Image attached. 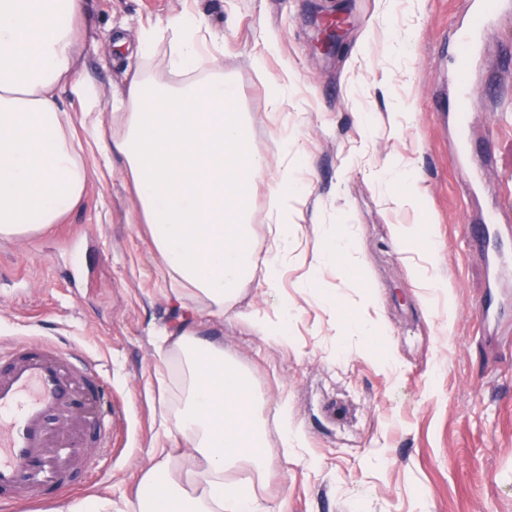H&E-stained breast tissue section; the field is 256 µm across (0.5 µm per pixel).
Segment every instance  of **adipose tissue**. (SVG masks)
Segmentation results:
<instances>
[{
    "label": "adipose tissue",
    "instance_id": "ef3b65f1",
    "mask_svg": "<svg viewBox=\"0 0 512 512\" xmlns=\"http://www.w3.org/2000/svg\"><path fill=\"white\" fill-rule=\"evenodd\" d=\"M81 21L80 0H0V238L59 223L84 196L86 155L107 169L117 155L169 297L187 316H223L257 272L267 293H278L295 183L285 174L269 183L271 248L257 258L250 197L267 163L252 149L237 88L224 78V48L206 21L180 13L141 27L139 64L107 122L79 65ZM161 46L164 78L151 66ZM295 311L284 300L277 318L255 310L241 319L283 341ZM161 340L178 394L160 424L186 449L144 473L125 512H274L254 492L270 458L250 374L194 326L162 330Z\"/></svg>",
    "mask_w": 512,
    "mask_h": 512
}]
</instances>
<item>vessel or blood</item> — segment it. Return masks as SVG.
<instances>
[{
  "instance_id": "obj_1",
  "label": "vessel or blood",
  "mask_w": 512,
  "mask_h": 512,
  "mask_svg": "<svg viewBox=\"0 0 512 512\" xmlns=\"http://www.w3.org/2000/svg\"><path fill=\"white\" fill-rule=\"evenodd\" d=\"M506 8L504 0H469L471 23L459 39L455 83L461 95L472 87L475 41ZM512 226L498 213L468 230L485 254L491 282H499L506 263L500 248ZM112 414L103 378L95 364L59 349L47 339H25L0 347V504L34 500L47 487L72 483L92 468L91 448H112Z\"/></svg>"
}]
</instances>
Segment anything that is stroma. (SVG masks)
I'll return each mask as SVG.
<instances>
[{
    "instance_id": "stroma-1",
    "label": "stroma",
    "mask_w": 512,
    "mask_h": 512,
    "mask_svg": "<svg viewBox=\"0 0 512 512\" xmlns=\"http://www.w3.org/2000/svg\"><path fill=\"white\" fill-rule=\"evenodd\" d=\"M81 68L103 101L122 92L140 23L204 15L224 39V76L237 86L256 152L267 161L251 206L254 246L265 257L269 182L293 174L294 242L278 294L252 280L239 311L275 315L296 306L283 342L266 341L234 315L201 319L266 399L271 466L257 497L284 512H512V340L491 343L475 315L487 287L484 261L464 243L466 225L492 206L512 225V10L483 32L475 88L460 98L452 76L466 0H83ZM342 22L334 55L316 46L314 15ZM122 37L127 47L111 45ZM265 58V75L252 67ZM284 89L271 110L267 85ZM500 111H492V101ZM467 113L468 127L457 116ZM296 143L282 152L283 140ZM481 161L467 192L454 158ZM411 163L419 208L393 206L371 164ZM120 157L89 166L80 204L62 223L0 239V344L45 336L97 364L112 398L116 446L49 503L12 512H56L88 496L123 504L143 474L177 447L160 427L158 333L175 327L159 257ZM347 225L360 271L340 281L320 269L322 229ZM398 225L432 226L437 253ZM373 323L374 336L336 333L337 317ZM287 401L305 443L284 448L277 407Z\"/></svg>"
}]
</instances>
